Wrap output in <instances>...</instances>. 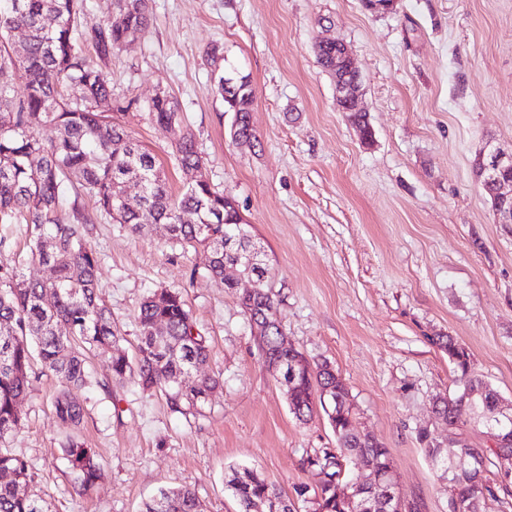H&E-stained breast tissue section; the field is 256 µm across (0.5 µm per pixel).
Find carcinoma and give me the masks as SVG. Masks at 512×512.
Masks as SVG:
<instances>
[{
    "label": "carcinoma",
    "mask_w": 512,
    "mask_h": 512,
    "mask_svg": "<svg viewBox=\"0 0 512 512\" xmlns=\"http://www.w3.org/2000/svg\"><path fill=\"white\" fill-rule=\"evenodd\" d=\"M111 6L103 24L80 36L86 0H0V223L27 225L31 261L52 270L47 279H28L16 263L0 259V441L21 424L20 406L31 391L32 363L37 359L59 382L52 407L61 427L73 432L62 451L79 494L100 478L95 451L74 436L87 415L80 394L87 384L81 348L113 349V380L134 373L142 389L168 390L172 409L182 414L206 403L219 381L198 374L209 361L210 349L176 290L156 289L142 300L136 315L137 353L131 358L119 348L112 311L98 295L100 256L86 246L89 219L79 196H71L74 184L95 199L100 212L135 233L148 224L168 225L171 244L201 248L203 269L221 280L224 262L231 260L224 255V236L244 225L235 201L204 179V160L191 131L181 132L173 158L195 178L175 195L156 157L124 124L107 119L104 111L126 112L135 100L113 97L108 75L87 56L84 44H92L98 58L105 59L135 41L152 22L149 0H112ZM16 30L25 33L18 45L11 40ZM315 52L324 69L336 67V46H320ZM212 92L236 117L240 141L256 139L251 123L255 89L248 77L219 73ZM146 111L159 125L182 124L181 105L167 91L156 93ZM44 126L52 127L55 135L40 137ZM131 182L140 184L141 194L126 204L120 196ZM239 303L248 323L261 331L260 348L268 367L305 362L297 368L290 413L307 421L320 410L336 435L338 449L324 448L307 459L325 475L307 500L308 512H352L333 480L340 458L383 467L392 462L389 450L377 440L359 437L348 390L330 364H312L285 343L269 288L242 293ZM437 342L460 371L461 387L437 399L436 418L455 428L467 424L466 412L484 416L486 434L493 437L490 415L498 391L471 373L464 347L442 336ZM476 385L486 389L485 399L468 397ZM322 388L331 389L338 402L324 405ZM421 440L427 442L426 452L438 470L451 467L426 433ZM465 452L485 460V466L444 486L448 504L455 505L453 512H489L494 503L506 504L501 495L512 494L509 484L492 485L484 473L489 465L502 471L500 458L512 459V443L503 454L497 448ZM33 479L28 461L0 450V512H48L46 502L31 492ZM229 484L238 512H251L252 502L262 498L285 501L288 512H294L288 495L254 468L233 470ZM144 512H201V504L190 487H172L160 490Z\"/></svg>",
    "instance_id": "obj_1"
}]
</instances>
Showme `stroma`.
I'll return each instance as SVG.
<instances>
[{"label": "stroma", "instance_id": "obj_1", "mask_svg": "<svg viewBox=\"0 0 512 512\" xmlns=\"http://www.w3.org/2000/svg\"><path fill=\"white\" fill-rule=\"evenodd\" d=\"M153 24L102 60L120 98L179 100L212 186L237 203L263 246L288 342L329 361L349 391L356 424L389 448L400 492L418 512H448L427 442L488 446L482 427L449 430L437 397L460 373L436 339L465 347L472 370L512 403V224L497 223L475 173L486 141L512 145V0H398L374 14L361 0H151ZM345 42L373 128L363 143L338 111L314 52ZM220 46L213 65L207 52ZM255 88L252 143L229 134L232 113L211 92L214 68ZM153 152L169 188L186 179L172 152L178 131L147 114H115ZM82 202L87 245L103 257L100 295L120 345L135 354V314L156 288L178 289L222 386L200 413L173 412L162 392L112 379V353L88 358V414L78 436L101 476L76 494L52 410L58 389L37 374L20 429L1 446L32 466V491L50 512H141L160 489H194L203 512H237L230 470L249 466L286 493L317 487L307 459L336 447L324 414L293 417L238 303L237 290L171 246L166 225L140 233ZM427 441H420V432Z\"/></svg>", "mask_w": 512, "mask_h": 512}]
</instances>
